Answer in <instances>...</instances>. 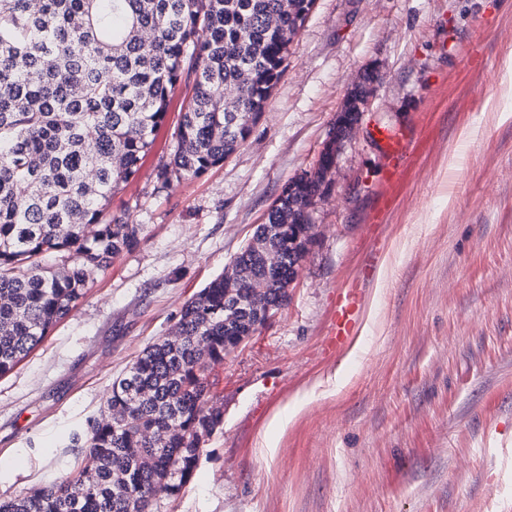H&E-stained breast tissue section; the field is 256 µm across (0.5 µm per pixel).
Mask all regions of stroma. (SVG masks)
Masks as SVG:
<instances>
[{"label": "stroma", "mask_w": 512, "mask_h": 512, "mask_svg": "<svg viewBox=\"0 0 512 512\" xmlns=\"http://www.w3.org/2000/svg\"><path fill=\"white\" fill-rule=\"evenodd\" d=\"M512 0H315L247 142L162 186L191 81L112 212L137 244L94 273L68 316L0 377V497L72 470L68 434L183 304L223 273L285 185L308 170L367 66L382 74L329 191L290 300L224 357V426L159 512H512ZM417 134L391 206L374 127ZM474 130L467 140L462 130ZM364 301L328 346L345 288ZM276 431L274 413L316 380Z\"/></svg>", "instance_id": "stroma-1"}]
</instances>
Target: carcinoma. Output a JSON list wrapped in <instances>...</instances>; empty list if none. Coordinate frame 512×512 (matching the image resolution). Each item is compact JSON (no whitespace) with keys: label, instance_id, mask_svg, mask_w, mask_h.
I'll list each match as a JSON object with an SVG mask.
<instances>
[{"label":"carcinoma","instance_id":"carcinoma-1","mask_svg":"<svg viewBox=\"0 0 512 512\" xmlns=\"http://www.w3.org/2000/svg\"><path fill=\"white\" fill-rule=\"evenodd\" d=\"M315 0H0V376L84 294L90 276L137 241L112 214L150 152L177 85L193 95L173 133L163 186L199 177L244 144L287 68ZM316 183L283 189L268 224H303ZM57 256L53 270L45 264ZM265 305L288 304V277L251 259ZM219 275L109 388L101 417L70 432L72 471L0 498V512H158L181 496L224 425L210 377L230 323ZM124 411L117 416L116 409Z\"/></svg>","mask_w":512,"mask_h":512}]
</instances>
